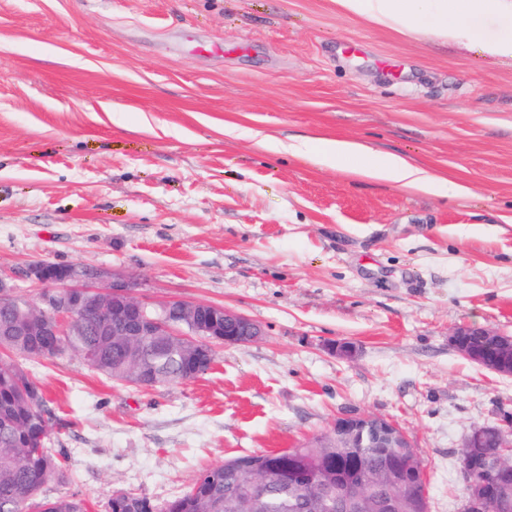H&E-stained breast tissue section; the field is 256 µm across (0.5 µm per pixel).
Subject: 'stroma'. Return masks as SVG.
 <instances>
[{
    "label": "stroma",
    "instance_id": "stroma-1",
    "mask_svg": "<svg viewBox=\"0 0 512 512\" xmlns=\"http://www.w3.org/2000/svg\"><path fill=\"white\" fill-rule=\"evenodd\" d=\"M304 137L406 156L460 190L263 146ZM38 262L265 330L149 390L68 354L35 365L68 457L44 496L161 504L348 412L400 425L429 512H458L466 436L512 412V378L448 345L465 325L512 335V66L333 0H0V276L38 300Z\"/></svg>",
    "mask_w": 512,
    "mask_h": 512
}]
</instances>
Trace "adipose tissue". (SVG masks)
Instances as JSON below:
<instances>
[{
  "label": "adipose tissue",
  "instance_id": "ef3b65f1",
  "mask_svg": "<svg viewBox=\"0 0 512 512\" xmlns=\"http://www.w3.org/2000/svg\"><path fill=\"white\" fill-rule=\"evenodd\" d=\"M339 15L361 18L411 38L467 41L484 57L512 65V0H334ZM285 150L355 178L382 181L404 192L445 193L448 181L404 156L358 142L302 138Z\"/></svg>",
  "mask_w": 512,
  "mask_h": 512
}]
</instances>
